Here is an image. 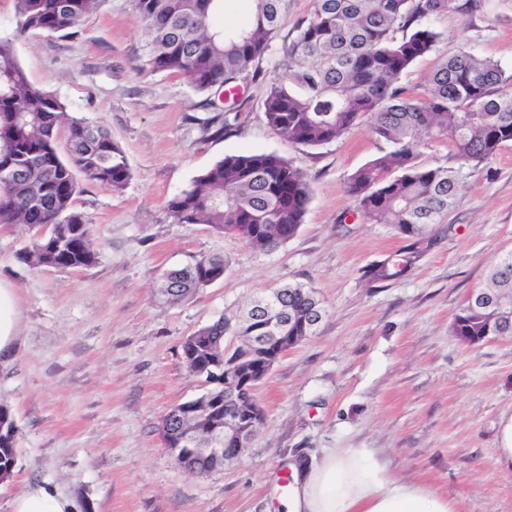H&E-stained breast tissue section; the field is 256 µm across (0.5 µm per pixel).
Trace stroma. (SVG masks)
Returning <instances> with one entry per match:
<instances>
[{"label":"stroma","mask_w":512,"mask_h":512,"mask_svg":"<svg viewBox=\"0 0 512 512\" xmlns=\"http://www.w3.org/2000/svg\"><path fill=\"white\" fill-rule=\"evenodd\" d=\"M437 54L401 82L417 88L438 56L462 51L512 76V0L432 19ZM14 0H0V36L28 79L69 115L104 127L131 170L113 191L79 178L76 207L95 230L96 265L31 268L27 234L0 225V278L16 290L20 340L0 367V404L13 411L18 458L0 484V512L23 486H51L89 512H266L292 457L375 448L397 477L454 496L460 512H512V475L492 463L512 421V339L475 347L449 331L489 264L512 251V143L473 169L438 239L397 279L363 272L402 249L383 224L352 215L350 175L380 153L367 123L318 148L268 127L265 83L251 84L225 125L184 75L151 70L131 0H100L73 37H15ZM275 153L300 169L310 202L298 233L271 251L204 225L174 223L170 199L227 155ZM223 255L222 279L177 305L156 300L161 275ZM288 282L327 307L315 335L289 350L256 388L263 416L239 461L203 475L176 466L164 417L200 396L181 344L260 293Z\"/></svg>","instance_id":"35a3bbf8"}]
</instances>
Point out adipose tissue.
<instances>
[{"label": "adipose tissue", "mask_w": 512, "mask_h": 512, "mask_svg": "<svg viewBox=\"0 0 512 512\" xmlns=\"http://www.w3.org/2000/svg\"><path fill=\"white\" fill-rule=\"evenodd\" d=\"M18 311L14 288L0 282V364L14 352ZM294 483L278 497L280 512H459L437 489L394 476L376 449L332 448L290 462ZM74 502L37 486L12 501V512H73Z\"/></svg>", "instance_id": "adipose-tissue-1"}]
</instances>
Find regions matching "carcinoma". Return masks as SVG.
Wrapping results in <instances>:
<instances>
[{
    "label": "carcinoma",
    "mask_w": 512,
    "mask_h": 512,
    "mask_svg": "<svg viewBox=\"0 0 512 512\" xmlns=\"http://www.w3.org/2000/svg\"><path fill=\"white\" fill-rule=\"evenodd\" d=\"M98 0H15L16 29L0 37V163L22 168L20 177L0 180V224H23L30 234L19 259L31 267L78 269L95 265L93 225L75 206L76 174L112 190L125 187L131 173L122 148L100 125L69 118L50 91L29 81L13 39L29 31L75 36ZM226 0H132L144 36L147 65L154 71L186 75L199 92L231 91L265 78L263 61L291 0H250V20L228 27L216 23ZM476 0H314L308 17L279 51L282 76L263 99L267 125L293 144L317 148L370 118L375 138L388 145L349 178L354 211L370 224H384L407 241L395 257L364 270L371 283L407 273L432 245L437 226L455 203L468 171L496 157L512 143V88L498 64L470 52L440 59L424 93L400 84L419 59L436 51L439 34L427 23L452 11L467 12ZM402 36H396L397 32ZM67 142L62 156L59 136ZM448 144L451 166L417 162L423 139ZM309 188L299 170L274 153L226 156L168 202L178 224H204L271 250L293 238L304 223ZM37 224H51L42 236ZM219 255L203 256L162 275L159 293L171 303L192 299L224 276ZM288 335L308 336L306 322L325 309L316 292L301 285L279 287ZM512 295V253L493 264L476 295ZM491 310L464 304L449 327L468 345L483 342ZM249 310L228 324L220 317L186 337L187 368L211 384L224 364V333L244 337L235 358L252 363L249 336H262ZM217 390L173 408L164 418L163 439L188 429L203 440L224 424V406L207 416L196 406ZM18 426L0 405V474L14 476ZM181 468L204 474L224 468L195 448L183 449Z\"/></svg>",
    "instance_id": "carcinoma-1"
}]
</instances>
